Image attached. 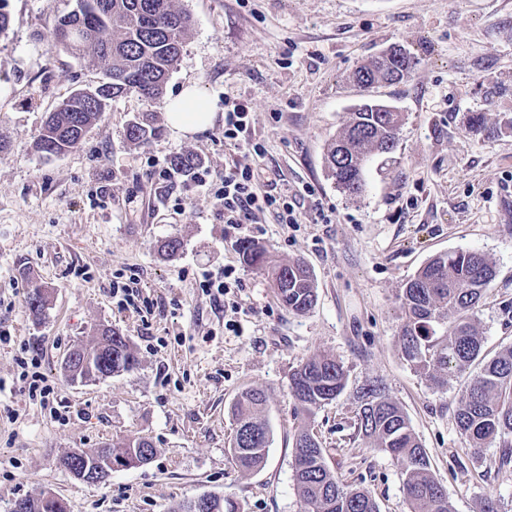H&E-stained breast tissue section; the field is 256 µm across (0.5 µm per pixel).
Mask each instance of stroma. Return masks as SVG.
Instances as JSON below:
<instances>
[{
	"label": "stroma",
	"instance_id": "35a3bbf8",
	"mask_svg": "<svg viewBox=\"0 0 512 512\" xmlns=\"http://www.w3.org/2000/svg\"><path fill=\"white\" fill-rule=\"evenodd\" d=\"M191 17L182 56L160 99L113 100L75 148L38 151L45 118L74 90L100 84L90 59L53 42L75 0H6L0 34V512L16 498L51 492L70 512H172L202 494L229 495L239 512H305L294 483L293 437L300 423L290 375L308 357L341 361L346 386L314 409L309 424L330 468L370 490L379 512H408L396 461L362 444L355 410L376 383L397 401L429 457L453 512H479L496 498L512 512V469L467 450L455 410L467 374L434 386L402 356L398 294L430 259L477 251L496 269L476 318L483 351L512 345V0H176ZM417 65L395 84L363 91L350 80L391 45ZM189 85L208 98L210 127L182 136L165 104ZM247 102L255 157L224 143V100ZM377 101L403 112L396 148L373 157L361 201L327 175L324 156L349 112ZM159 135L126 137L142 113ZM487 118L472 130L468 114ZM192 153L214 180L232 163L257 166L295 194L298 224L275 213L231 227L191 178L161 182L151 162ZM181 210H173V200ZM176 238L178 250L164 253ZM263 245L276 260H303L317 299L289 312L267 275L239 246ZM235 267L238 288L215 303L204 274ZM137 276L151 310L119 307L112 285ZM50 291L42 320L29 312L32 288ZM112 329L128 336L139 364L130 372L70 382L60 362L78 342ZM38 351L55 386L50 408L28 397L16 363ZM264 389L272 434L263 468L242 472L228 450L231 407L241 391ZM149 439L141 467L107 481L74 478L61 459Z\"/></svg>",
	"mask_w": 512,
	"mask_h": 512
}]
</instances>
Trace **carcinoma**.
I'll return each instance as SVG.
<instances>
[{
	"instance_id": "carcinoma-1",
	"label": "carcinoma",
	"mask_w": 512,
	"mask_h": 512,
	"mask_svg": "<svg viewBox=\"0 0 512 512\" xmlns=\"http://www.w3.org/2000/svg\"><path fill=\"white\" fill-rule=\"evenodd\" d=\"M77 19L80 26L74 37L56 44L65 52L96 60L106 83L112 85V98L129 92L150 100L162 95L190 28V16L176 9L173 0H76V9L59 23ZM415 65L408 52L376 56L354 70L352 81L363 89L398 83L409 77ZM66 100L81 107L75 112L49 113L38 141V149L48 156L78 145L106 109L104 104L81 101L78 91ZM403 121L401 112L350 113L325 156L328 177L338 190L352 200L362 197L366 162L396 148ZM157 133L146 118L127 129V137L134 143ZM242 249L247 264L271 278L289 311L303 313L314 305L315 280L304 262L274 263L266 250L253 242ZM494 278V266L479 252L458 251L432 258L402 288L404 316L399 341L404 359L438 386L446 384L451 373L479 366L462 392L455 420L472 458L482 459L492 443L500 448L497 465L501 470L512 467V346L487 357L473 320ZM48 298L47 289L33 288L27 304L34 316L43 314ZM80 349L93 357L100 371L112 367L128 372L139 364L131 343L116 331H106L80 344ZM345 384L343 365L336 358L325 354L307 358L290 378L297 413L307 415L336 399ZM266 406L267 396L259 388L242 392L233 406L236 429L248 433L249 440L244 444L234 441L229 453L244 472L261 468L266 460L270 442V429L263 418ZM356 430L363 441L396 460L409 512H451L407 414L380 387L364 388L356 411ZM314 438L306 421H301L294 438V480L307 512H379L370 491L340 481L327 465L324 449L312 445ZM136 446L134 439L119 447L79 449L66 454L61 464L69 471L76 470L96 456H107L122 465ZM29 501L27 512H68L65 499L52 493Z\"/></svg>"
}]
</instances>
